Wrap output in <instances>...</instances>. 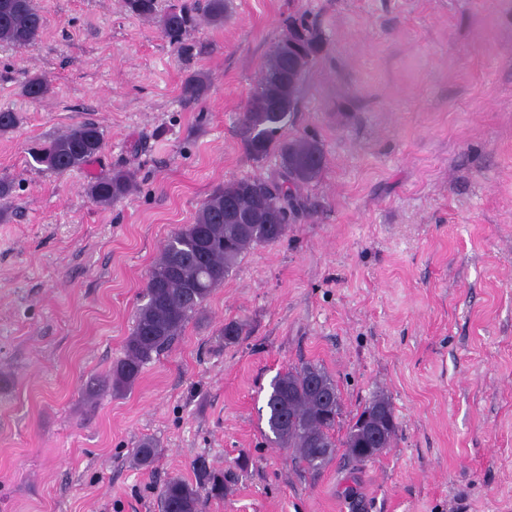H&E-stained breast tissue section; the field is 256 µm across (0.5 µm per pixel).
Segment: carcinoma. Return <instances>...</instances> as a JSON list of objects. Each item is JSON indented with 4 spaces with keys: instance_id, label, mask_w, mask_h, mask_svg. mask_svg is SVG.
Instances as JSON below:
<instances>
[{
    "instance_id": "carcinoma-1",
    "label": "carcinoma",
    "mask_w": 512,
    "mask_h": 512,
    "mask_svg": "<svg viewBox=\"0 0 512 512\" xmlns=\"http://www.w3.org/2000/svg\"><path fill=\"white\" fill-rule=\"evenodd\" d=\"M128 12L153 23L172 45L185 51L198 26V11L187 0H124ZM226 0H208L207 23L224 24ZM45 18L35 0H0V45L18 48L35 44ZM317 53V41L304 27H295L271 52L263 74L249 95L242 113V137L254 159L277 152L278 172L269 177L233 179L213 192L198 208L192 224L174 232L164 244L145 285V302L136 311L124 357L112 365V388H127L144 365L168 349L187 324L204 308L213 291L224 284L243 253L259 244H274L288 233L297 212L295 193L321 175L324 155L320 144L305 139L277 138L296 111L304 77ZM210 83L202 73L189 75L182 85L188 100L204 98ZM49 93L47 81L28 76L21 95L32 102ZM101 128L84 122L43 143L33 152L35 161L56 172L81 169L102 151ZM136 187L135 171L118 167L94 177L86 186L97 204L110 205ZM268 440L293 454L306 469L325 468L342 448L356 464L376 458L367 450L366 426L382 429L378 447L392 446L397 425L392 402L385 394L372 397L350 420L343 438L336 430L343 423L340 396L333 377L319 363L302 362L277 374L267 397ZM157 445L143 441L135 449L138 466L150 465ZM224 474L205 462L196 465L195 481L174 477L159 492L161 512H200L203 497L225 495Z\"/></svg>"
}]
</instances>
